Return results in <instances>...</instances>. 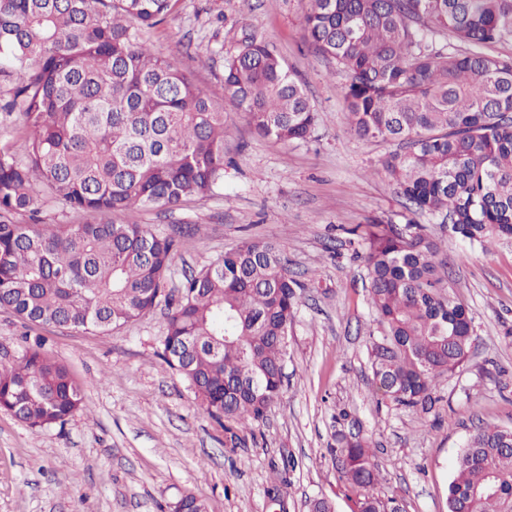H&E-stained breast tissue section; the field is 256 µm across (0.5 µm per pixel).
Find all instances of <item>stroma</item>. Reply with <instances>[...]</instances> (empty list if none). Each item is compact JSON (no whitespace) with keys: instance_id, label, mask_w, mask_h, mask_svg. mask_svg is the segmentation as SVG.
Returning a JSON list of instances; mask_svg holds the SVG:
<instances>
[{"instance_id":"1","label":"stroma","mask_w":512,"mask_h":512,"mask_svg":"<svg viewBox=\"0 0 512 512\" xmlns=\"http://www.w3.org/2000/svg\"><path fill=\"white\" fill-rule=\"evenodd\" d=\"M309 0H180L144 40L175 59L199 89L222 98L225 57L252 31L294 68L320 114L312 137H257L245 113L224 106V184L171 210L113 213L182 237L167 275L185 278L256 237L284 248L302 283L284 361L285 392L262 421L231 440L163 356L168 307L110 335L41 328L52 357L84 392L64 424L32 429L0 410V512H170L186 493L207 512H310L325 498L351 512L330 448L352 430L373 443L376 490L404 512H448L459 452L481 425L512 427V240L470 246L439 218L419 222L446 262L442 284L473 317L475 342L455 373L438 379L432 409H408L375 390L368 351L378 336L366 265L350 244L356 225L406 223L379 172L395 146L351 129L335 65L314 53L302 26Z\"/></svg>"}]
</instances>
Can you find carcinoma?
I'll list each match as a JSON object with an SVG mask.
<instances>
[{"instance_id": "cac0c4a2", "label": "carcinoma", "mask_w": 512, "mask_h": 512, "mask_svg": "<svg viewBox=\"0 0 512 512\" xmlns=\"http://www.w3.org/2000/svg\"><path fill=\"white\" fill-rule=\"evenodd\" d=\"M180 0H0V112L20 141L0 146V309L33 325L107 335L165 294L177 238L112 212L172 209L224 184V104L141 40ZM303 29L344 74L352 131L398 141L382 169L413 215L440 217L472 245L512 239V0H310ZM467 46L459 50L448 36ZM224 96L254 132L305 140L319 117L286 61L243 32L224 59ZM93 223L24 224L44 198ZM361 258L382 332L372 342L377 392L432 407L437 380L474 344L473 318L441 294L439 247L414 220L367 224ZM281 246L246 239L190 276L168 315L163 356L200 406L232 430L263 419L284 393L296 289ZM82 387L40 337L0 360V408L32 429L63 424ZM352 512H403L374 492L372 442L330 449ZM448 512H512V427L482 426L458 455Z\"/></svg>"}]
</instances>
